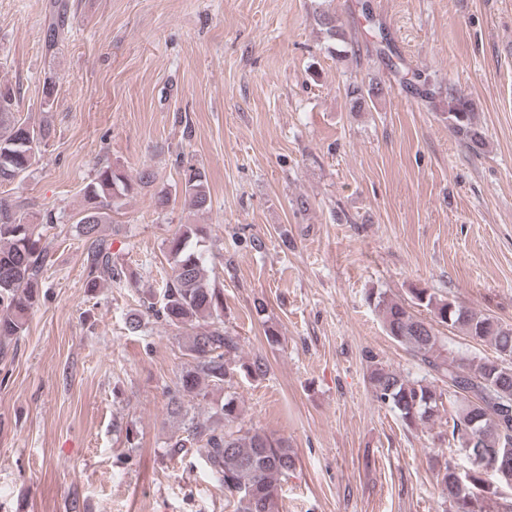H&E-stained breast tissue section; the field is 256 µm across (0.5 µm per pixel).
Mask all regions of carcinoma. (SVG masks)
<instances>
[{
	"mask_svg": "<svg viewBox=\"0 0 512 512\" xmlns=\"http://www.w3.org/2000/svg\"><path fill=\"white\" fill-rule=\"evenodd\" d=\"M380 37L379 54L387 59L391 74L413 88L430 107L448 93V111L441 113L448 129L468 149L485 147L483 128L469 101L453 87L443 88L424 72L410 70L396 56L382 23L367 16ZM320 30L336 43V53L352 50L334 15L317 16ZM380 81L352 82L346 88L350 110L362 111L384 94ZM13 89L0 85V186L24 178L36 164L40 147L51 137L47 121L36 126L13 112ZM151 183L148 172L137 179L110 164L99 167L83 188L84 207L78 213L77 231L87 245L86 287L122 279L112 260V243L101 234L111 223L118 200ZM181 191L193 209L207 211L211 196L206 172L194 166L183 169ZM25 202L0 196V350L25 335L39 300L42 275L49 263L41 246L37 225L18 217ZM207 232L200 224H182L167 241L171 263L160 299L147 302L146 310L182 335L186 365L166 387L167 412L180 427L166 442L170 453L187 448L200 452L204 466L230 495L233 512H280L282 483L296 469L297 456L288 440L261 429L244 427L235 393L229 391L241 379L260 380L268 372L261 357L241 356L240 338L224 327V290L206 275L203 243ZM416 305L430 318L384 293L373 297L385 332L407 347L427 370L433 382L412 379L379 360H372L367 381L377 402L390 407L411 430L424 428L448 410V445L464 456L481 451L504 459L512 447V325L491 315L439 299L425 289L415 294ZM458 327L470 338L488 341L495 356L459 354L445 345L435 325ZM215 390L224 400L214 402L201 420L185 405L191 398L207 402ZM506 460V459H504ZM508 471L460 469L446 464L442 475L444 512H512V457Z\"/></svg>",
	"mask_w": 512,
	"mask_h": 512,
	"instance_id": "carcinoma-1",
	"label": "carcinoma"
}]
</instances>
